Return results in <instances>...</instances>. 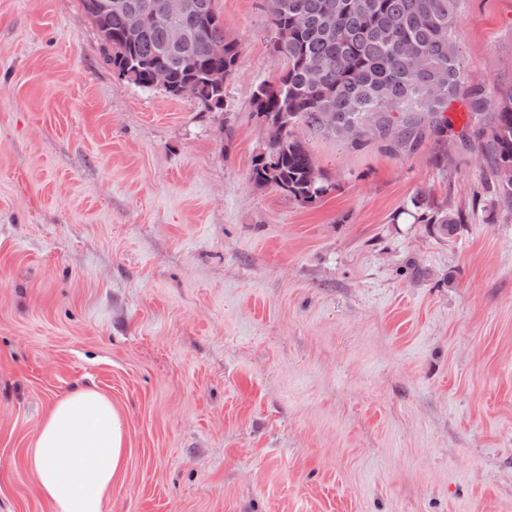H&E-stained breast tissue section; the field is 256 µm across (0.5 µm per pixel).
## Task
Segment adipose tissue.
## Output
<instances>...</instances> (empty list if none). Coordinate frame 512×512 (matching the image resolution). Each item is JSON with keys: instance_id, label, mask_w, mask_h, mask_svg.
<instances>
[{"instance_id": "ef3b65f1", "label": "adipose tissue", "mask_w": 512, "mask_h": 512, "mask_svg": "<svg viewBox=\"0 0 512 512\" xmlns=\"http://www.w3.org/2000/svg\"><path fill=\"white\" fill-rule=\"evenodd\" d=\"M125 460L123 418L90 387L53 405L26 457L51 512H104Z\"/></svg>"}]
</instances>
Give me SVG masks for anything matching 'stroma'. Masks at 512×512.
I'll list each match as a JSON object with an SVG mask.
<instances>
[{"label": "stroma", "instance_id": "obj_1", "mask_svg": "<svg viewBox=\"0 0 512 512\" xmlns=\"http://www.w3.org/2000/svg\"><path fill=\"white\" fill-rule=\"evenodd\" d=\"M216 7L223 113L118 81L81 0H0V512H51L26 450L88 386L127 427L104 512H512V213L466 110L444 171L299 130L333 188L298 205L250 179L262 0ZM459 11L463 85L512 81V0ZM428 201L422 193L413 195L405 205L402 214L414 219V223L431 224L433 230L440 236H450L456 232L459 224H466L467 218L462 212L448 211L446 207L428 212Z\"/></svg>", "mask_w": 512, "mask_h": 512}]
</instances>
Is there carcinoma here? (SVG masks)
Returning <instances> with one entry per match:
<instances>
[{
	"instance_id": "carcinoma-1",
	"label": "carcinoma",
	"mask_w": 512,
	"mask_h": 512,
	"mask_svg": "<svg viewBox=\"0 0 512 512\" xmlns=\"http://www.w3.org/2000/svg\"><path fill=\"white\" fill-rule=\"evenodd\" d=\"M97 0H81L96 27L106 61L115 75L135 73L132 84L150 88L154 69L170 73L172 98L192 96L208 112L224 106V82L237 74L241 43L224 33L215 0L169 23L150 21L135 38L123 14L103 15ZM459 0H263L273 26V47L284 61L274 83L262 81L252 93L258 120L270 131L252 158L250 180L274 186L308 206L326 196L328 183L297 135L304 126L347 141L359 149L373 144L393 156L411 154L432 142L434 164L448 141V104L460 86ZM195 28L178 43L174 35ZM224 40V58L208 45ZM467 111L481 126L461 135L465 149L482 159L483 189L512 211V84L478 85L464 94ZM355 124L360 138L346 140ZM402 213L450 236L467 222L445 207L428 211L422 193Z\"/></svg>"
}]
</instances>
